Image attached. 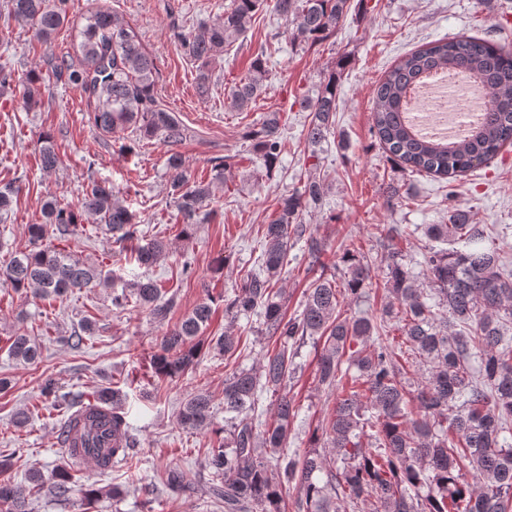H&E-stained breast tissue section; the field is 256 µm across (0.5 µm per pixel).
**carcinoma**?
Masks as SVG:
<instances>
[{
    "instance_id": "cac0c4a2",
    "label": "carcinoma",
    "mask_w": 512,
    "mask_h": 512,
    "mask_svg": "<svg viewBox=\"0 0 512 512\" xmlns=\"http://www.w3.org/2000/svg\"><path fill=\"white\" fill-rule=\"evenodd\" d=\"M15 21L26 24L44 44L52 41L66 21L65 11L51 0H9ZM291 24L295 39L311 49L335 34L347 16L351 0H231L197 33L181 36L180 45L198 62L196 81L201 93L210 83V64L224 56L266 6ZM79 31L82 69L70 70L68 60L50 63V71L30 70L22 78L0 71V84L23 88L28 107L41 103L40 86L51 77L69 73L93 99V123L103 131L130 126L145 138L158 137L175 146L184 129L174 116L158 107L154 89L157 66L137 34L118 15L89 12ZM268 46L257 51L247 73L231 88L233 106L243 111L267 88ZM435 68L469 70L493 97L483 123L466 137L444 144L412 136L401 118L406 92ZM308 112L306 141L316 146L333 133L336 77L320 83L301 99ZM281 114L268 112L251 129L256 155L272 173L282 151ZM373 131L389 158L413 172L452 179L487 163L512 145V50L475 36L441 38L401 57L374 89ZM226 156L214 164L208 180L188 174L182 155L166 159L175 193L180 235L189 238L211 214L213 186L224 182L233 165ZM41 168H56L52 136L44 134L39 149ZM323 200V183L309 177L299 189L278 199V209L262 232L258 269L246 273L232 295L224 297L230 321L257 316L265 333L279 347L261 356L256 366L224 380V425L214 423L211 396L191 394L178 413L181 426L206 427L216 436L204 457L213 499L224 512H288L284 490H297V512H512V265L497 250L484 245L486 224L456 210L447 224L427 227L428 244L421 252L419 272L404 263L399 247L415 230L409 226L378 228L386 253L384 279L388 301L379 320L342 310L348 299L364 298L372 285L376 259L364 242L348 237L341 263L326 259L324 241L311 233L304 212ZM42 224L28 225L32 248L15 253L0 272L13 290L44 299H60L82 288L114 286L112 268L92 265L63 248L44 241H67L79 235L86 218L103 224L116 242L137 233L136 214L113 190L112 183L91 179L77 207L50 197L43 204ZM301 245L312 273L301 311L288 316L287 295L275 287L288 264V252ZM167 245L150 240L135 250V260L149 267L166 254ZM133 295L142 310L164 321L174 300L162 299L156 281L138 280ZM214 300L199 302L162 337L153 356L161 379L178 377L191 368L202 350L199 337L210 325ZM93 331L82 330L59 342L72 349L84 345ZM314 340L321 345L318 385L336 391L333 407L316 426L303 453L288 452V434L296 415L286 387L296 370L297 350L288 344ZM241 337L230 331L210 340L211 348L233 355ZM7 355L33 363L40 347L29 336L10 339ZM425 367V380L411 384L406 364ZM276 396L271 415L263 421L264 393ZM41 395L68 413L84 404L80 395H59L53 379L41 385ZM95 399L112 413L88 417L90 425L106 421L121 441L100 452L98 465L107 470L114 459L131 455L136 441L130 432L122 395L110 386ZM74 468L60 464L52 473L49 493L69 500ZM469 471L474 482L462 480ZM161 483L169 493L186 489L185 472L167 468ZM40 470L25 482L0 481V512H29L32 492L44 488Z\"/></svg>"
}]
</instances>
